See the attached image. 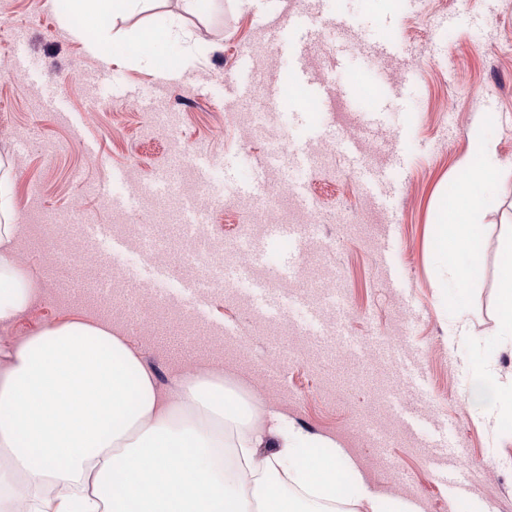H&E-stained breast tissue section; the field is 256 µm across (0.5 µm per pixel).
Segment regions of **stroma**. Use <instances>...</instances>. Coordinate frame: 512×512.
Here are the masks:
<instances>
[{
  "label": "stroma",
  "instance_id": "35a3bbf8",
  "mask_svg": "<svg viewBox=\"0 0 512 512\" xmlns=\"http://www.w3.org/2000/svg\"><path fill=\"white\" fill-rule=\"evenodd\" d=\"M308 4L328 17L351 18L356 32L325 27L305 69L325 85L351 86L355 95L321 96L315 112L289 104L274 124L285 155L272 169L265 144L231 115L267 112L265 86L283 82L289 53L258 43V33ZM66 11L64 0H0V155L12 161L21 213L36 203L47 221L76 212L87 224H153L174 238L161 214L112 204L128 191L129 168L146 184L171 179L170 145L152 132L160 110L192 157L209 156L212 171L224 175L209 187L223 207L203 231L223 239L226 270L250 259L236 243L240 227L254 219L253 203L273 207L276 194L300 184L325 244L314 265L336 272L335 306L346 327L341 345L309 344L292 332L290 322L306 320L305 309L295 306L289 322L256 323L263 305L308 289L311 267L285 240L270 243L260 265L265 291L242 302L237 292L248 280L216 288L204 303V322L123 318L159 385L173 389V364L223 363L265 406L287 411L294 429L334 437L374 487L419 503L423 512H469L475 499L486 512H512V429L482 425L464 369L467 360L485 357L499 373H512V340L496 322L502 245L512 235V0H207L195 12L184 0H150L100 28L102 56L112 65L95 98L85 94L83 79L102 56L89 54L64 28ZM158 14L173 34L152 48L142 36ZM385 38L392 55H376L374 44ZM244 63L253 90L237 99L224 86ZM366 83L380 115L362 102ZM401 83L404 94H393ZM51 94L58 110L46 104ZM486 134L497 145L495 202L474 216L477 272L459 297L443 286L447 274L435 261L432 224L443 196L465 174L461 162L474 137ZM349 140L358 147L354 162L344 151ZM311 141L330 150L334 175L313 179L293 163L292 153ZM367 170L390 173L389 207L367 194ZM19 255L45 291L9 332H0V343L76 314L111 318L95 297L107 270L48 260L34 235ZM461 307L468 318L462 334ZM214 324L232 327L233 335L215 339ZM390 347L419 357L420 388L407 385L401 360L386 353ZM414 407L423 412L425 433L455 455L454 466L435 468L405 432L401 413Z\"/></svg>",
  "mask_w": 512,
  "mask_h": 512
}]
</instances>
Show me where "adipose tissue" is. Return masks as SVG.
I'll return each mask as SVG.
<instances>
[{"mask_svg": "<svg viewBox=\"0 0 512 512\" xmlns=\"http://www.w3.org/2000/svg\"><path fill=\"white\" fill-rule=\"evenodd\" d=\"M145 0H70L87 51L95 33ZM496 145L477 139L463 162L456 203L441 207L435 257L463 290L473 276L459 255L474 251L473 212L488 207ZM23 227L0 160V328L40 294L16 256ZM470 397L492 407L493 427L512 423V377L472 359ZM175 394L122 327L74 316L0 349V512H325L346 501L365 512H416L372 491L326 437L288 430L265 435L263 411L223 369L179 372ZM353 484L357 497L345 486Z\"/></svg>", "mask_w": 512, "mask_h": 512, "instance_id": "adipose-tissue-1", "label": "adipose tissue"}]
</instances>
